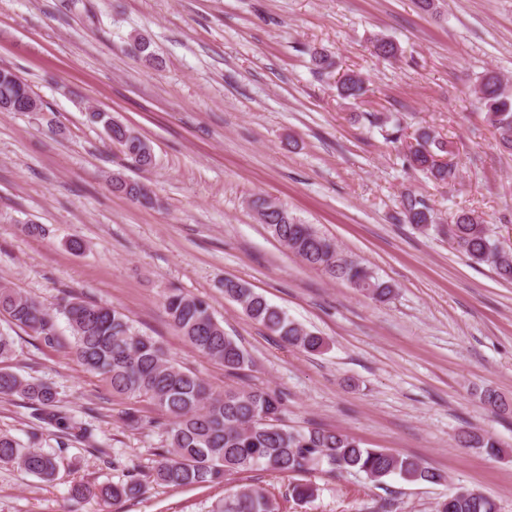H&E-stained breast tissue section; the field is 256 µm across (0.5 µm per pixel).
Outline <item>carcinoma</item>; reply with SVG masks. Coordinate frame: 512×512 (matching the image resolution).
I'll return each mask as SVG.
<instances>
[{
  "mask_svg": "<svg viewBox=\"0 0 512 512\" xmlns=\"http://www.w3.org/2000/svg\"><path fill=\"white\" fill-rule=\"evenodd\" d=\"M374 53L395 59L402 49L393 41L377 38ZM317 74L331 77L335 70L332 56L316 49L309 51ZM336 90L344 99L357 100L366 93L364 81L355 73L342 75ZM485 117L494 128L499 145L512 152V90L494 71L486 72L478 86ZM40 112L43 102L17 75L0 68V112ZM90 121L101 123L125 159L136 169L146 171L155 162L151 142L135 129L102 112H90ZM416 145L406 155L408 166L437 183L446 185L458 178L457 168L439 158L447 144L427 130L415 138ZM112 188L144 206L153 205L152 191L144 182L112 175ZM401 220L426 229L435 223L433 209L418 195L407 192L400 202ZM259 223L272 237L308 266L349 284L378 302L391 299L394 289L366 265L339 256L333 239L309 224L299 223L288 209L263 197L250 202ZM448 238L473 263L490 264L497 277L512 282V251L501 248L488 235L484 220L462 212L448 225ZM224 296L237 302L251 320L263 326L288 346L307 353H321L327 341L302 328L266 298L235 279L224 280ZM162 306L170 324L201 354L220 363L230 375L250 367L247 350L213 313L211 305L174 288L163 296ZM62 314L71 329L72 351L86 371L99 375L112 394L128 400H147L167 416L163 425L165 445L157 453L154 481L170 488L221 484L228 477L258 469L283 475L304 474L322 467L329 472L356 470L374 482L390 475L408 482L440 483L447 480L442 471L411 455L390 453L382 448H364L354 437L321 426L291 429L281 423L285 413L282 396L263 388H228L216 392L197 374L178 366L153 337L137 330L130 318L115 307L86 302L68 296L57 307L0 285V315L16 326L40 337L44 344L57 342L56 314ZM15 354L14 340L0 332V397L19 395L35 406L40 419L63 427L66 435L80 441L91 437V430L55 410V388L36 379L24 380L3 367ZM490 408L504 413L512 409L499 393L487 390L482 396ZM464 448H484L491 455L501 453L500 444L475 430L458 435ZM0 464L16 466L42 481L55 480L56 456L24 444L0 432ZM143 490L132 479L98 489L80 486L72 491L76 501L96 498L117 506ZM210 512H275L265 488L247 485L224 496ZM432 512H498L495 500L477 490L458 487L437 501Z\"/></svg>",
  "mask_w": 512,
  "mask_h": 512,
  "instance_id": "cac0c4a2",
  "label": "carcinoma"
}]
</instances>
